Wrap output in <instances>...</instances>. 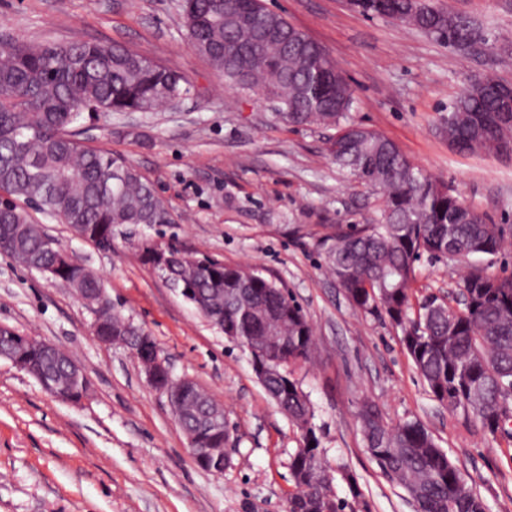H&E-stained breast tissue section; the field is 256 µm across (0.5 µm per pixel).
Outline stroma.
Instances as JSON below:
<instances>
[{"label": "stroma", "instance_id": "35a3bbf8", "mask_svg": "<svg viewBox=\"0 0 512 512\" xmlns=\"http://www.w3.org/2000/svg\"><path fill=\"white\" fill-rule=\"evenodd\" d=\"M318 42L349 80L353 121L375 129L466 205L512 226V158L459 154L441 127L449 106L486 75L512 82V0H437L475 19L488 42L470 55L347 0H264ZM132 48L184 75L193 92L158 112L99 113L85 145L121 155L156 187L170 224L116 227L101 252L33 211L59 245L101 276L114 311L154 338L178 377L224 406L232 464L199 468L164 395L130 348L93 334L73 290L0 252V326L52 342L90 383L80 403L47 393L0 359V512H285L302 435L257 379L250 355L141 258L144 243L257 267L308 314L315 350L297 377L314 413L337 498L358 512H416L365 450L358 418L374 403L392 424L421 421L468 475L488 512H512V441L439 404L388 319L356 309L328 271L340 224L380 220L379 190L333 162L328 129L291 127L273 99L230 88L189 44L177 0H0V47L14 39ZM463 270L423 262L416 291L458 296Z\"/></svg>", "mask_w": 512, "mask_h": 512}]
</instances>
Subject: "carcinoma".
<instances>
[{"mask_svg": "<svg viewBox=\"0 0 512 512\" xmlns=\"http://www.w3.org/2000/svg\"><path fill=\"white\" fill-rule=\"evenodd\" d=\"M362 13L398 20L452 44L483 43L470 18L448 14L435 0H353ZM188 40L232 86L258 89L278 103L291 126L318 124L356 142L330 143L333 158L356 180L380 189L377 224L336 226L327 264L348 300L385 316L402 332V344L433 398L479 423L484 432L512 438V275H492L469 263L497 255L504 230L489 224L448 188L409 159L383 134L349 119L351 86L336 77L323 48L261 0H182ZM0 65V250L25 267L53 263L42 231L19 202L43 203L62 224H79L104 238L123 224H170L172 214L152 182L119 155L89 148L80 139L86 115L153 112L178 103L189 80L120 45L17 39ZM448 146L458 153L512 151V94L487 77L463 92L448 110ZM455 253L468 260L461 280L463 303L429 291L411 306L416 271L424 257ZM195 261L176 247L159 257L157 271L193 289L192 304L207 305L224 335L246 345L272 340L262 361L288 364V382L270 376L265 389L303 433L306 445L291 461L295 491L288 512H356L328 493L327 469L318 455L313 414L295 377L312 358L314 330L288 289L262 272ZM60 279L92 291L103 280L71 264ZM69 358L56 357L44 383L69 377ZM367 453L404 488L417 512H488L470 479L417 420L389 425L376 406L361 417Z\"/></svg>", "mask_w": 512, "mask_h": 512, "instance_id": "1", "label": "carcinoma"}]
</instances>
